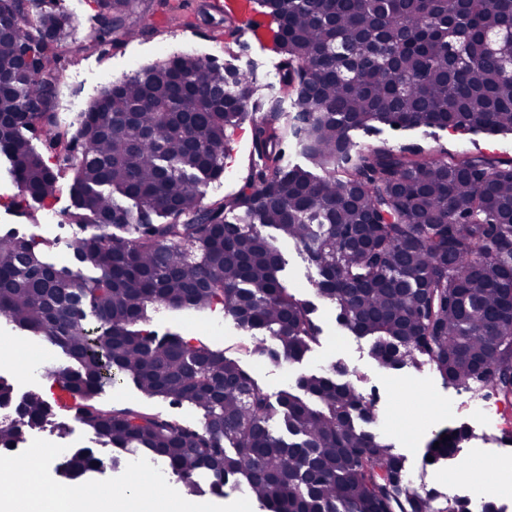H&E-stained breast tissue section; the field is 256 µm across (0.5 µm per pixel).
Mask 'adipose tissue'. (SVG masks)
Segmentation results:
<instances>
[{
  "mask_svg": "<svg viewBox=\"0 0 512 512\" xmlns=\"http://www.w3.org/2000/svg\"><path fill=\"white\" fill-rule=\"evenodd\" d=\"M40 488L37 469H15L9 482H0V512H186L176 495L154 497L136 484L125 489L119 499L102 489L94 494L63 493L48 500L41 496Z\"/></svg>",
  "mask_w": 512,
  "mask_h": 512,
  "instance_id": "1",
  "label": "adipose tissue"
}]
</instances>
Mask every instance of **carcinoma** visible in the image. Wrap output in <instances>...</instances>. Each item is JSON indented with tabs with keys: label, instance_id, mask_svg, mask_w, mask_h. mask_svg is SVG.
<instances>
[{
	"label": "carcinoma",
	"instance_id": "carcinoma-1",
	"mask_svg": "<svg viewBox=\"0 0 512 512\" xmlns=\"http://www.w3.org/2000/svg\"><path fill=\"white\" fill-rule=\"evenodd\" d=\"M259 2L276 27L289 115L263 108L253 74L183 54L112 83L70 134L52 109L71 18L37 0H0V155L18 188L9 206L32 215L68 170L63 221L100 227L76 240L70 281L31 241L0 236V314L77 363L64 382L76 394L69 410L117 450L114 463L131 452L160 459L191 493L202 474L216 492L242 478L267 512H470L462 502L434 508L435 493L413 487L404 458L362 429L374 422L373 401L336 380L340 364L299 377L301 396L270 394L224 351L143 325L152 307L220 301L242 331L274 340L255 354L301 362L321 328L315 304L284 284L274 240L257 230L271 228L306 252L317 295L336 303L341 326L374 339L379 366H427L511 405L512 160L359 150L353 133H512V70L501 66L512 39L500 37L512 0H463L453 12L448 0ZM96 3L111 21L99 41L129 34L133 0ZM263 110L244 184L203 202L201 187L224 177L228 131ZM291 140L308 164L289 160ZM118 375L148 399L195 407L201 426L143 406L99 407ZM55 408L26 393L17 422L0 423V445L42 427ZM447 435L429 444L435 463L475 432L460 425ZM100 464L90 449L63 462L74 480Z\"/></svg>",
	"mask_w": 512,
	"mask_h": 512
}]
</instances>
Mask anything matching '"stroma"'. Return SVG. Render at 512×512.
Instances as JSON below:
<instances>
[{"label":"stroma","mask_w":512,"mask_h":512,"mask_svg":"<svg viewBox=\"0 0 512 512\" xmlns=\"http://www.w3.org/2000/svg\"><path fill=\"white\" fill-rule=\"evenodd\" d=\"M204 0H134L127 19L132 37L112 43L95 42L96 33L107 27L95 0H52V8L69 15L75 29L66 40V51L59 65L60 80L56 91L55 112L60 128L75 130L77 109L95 101L110 83L137 70L168 59L176 53L201 57L217 56L219 63H230L254 74L260 97L268 101L284 99L279 82L280 57L273 49L254 42L245 24L229 27L224 15L205 10ZM251 121H244L230 136L224 159V177L205 189L206 200L235 192L247 174L251 150ZM354 139L364 149L374 147H415L441 157L448 153H479L512 159V134L463 132L452 129L383 128L376 133H355ZM16 185L9 167L0 156V235L16 234L37 240L46 261L73 264L72 245L77 238L96 233L97 227L62 223L60 214L70 206L68 192H61L53 210L35 209L32 216H18L8 206ZM286 260L283 278L297 298L315 302L316 319L321 327L319 342L301 363L278 365L251 355L250 347L265 343V336L247 337L234 320L225 315L223 304L216 303L203 311L161 310L150 323L158 333H172L191 342L205 343L240 358L243 366L268 393L295 389L298 376L320 371L339 361L349 373L347 378L359 391L373 395L376 423L372 432L392 445L403 456L413 473L415 486L433 490L437 506L448 503L449 493H465L457 474L480 485L492 502H512V489L504 481L505 467L512 466V444L500 442L502 421L491 418L495 400L485 399L445 384L429 368L405 364L398 370L381 368L371 356V338L353 335L336 322V308L319 300L314 279L316 270L306 253L293 243H281ZM32 360L27 367L0 364V376L15 381L17 393H49L52 372L69 367L70 361L60 348L40 336L28 337ZM101 405L146 402L162 415L177 414L193 425H200L201 415L191 406L173 408L168 401L144 399L131 380L124 379L104 387L98 397ZM62 418L70 424L68 436H58L53 424L33 431H23V440L10 449L0 448V468L9 467L25 448H95L101 458H109L111 449L96 447L91 431L75 422L71 413ZM471 427L475 439L458 448L449 464L424 465L423 456L431 439L440 430L459 425ZM156 489H166L176 478L162 462L136 454L127 456L119 467L103 468L88 475L85 486L125 487L132 471ZM194 512H263L246 483H228L223 493L185 495Z\"/></svg>","instance_id":"35a3bbf8"}]
</instances>
